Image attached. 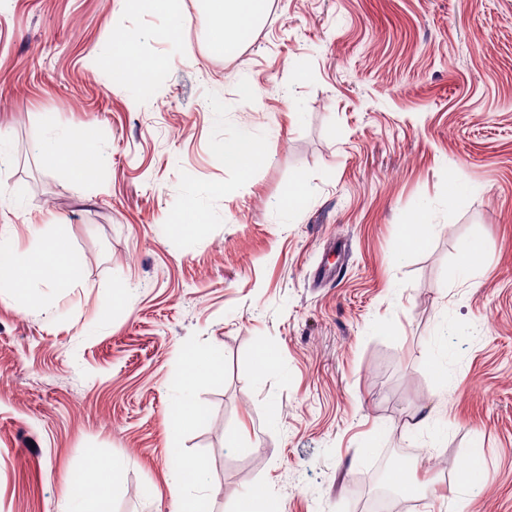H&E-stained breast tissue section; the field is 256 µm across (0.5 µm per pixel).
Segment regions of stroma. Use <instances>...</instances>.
Returning <instances> with one entry per match:
<instances>
[{"label":"stroma","instance_id":"35a3bbf8","mask_svg":"<svg viewBox=\"0 0 512 512\" xmlns=\"http://www.w3.org/2000/svg\"><path fill=\"white\" fill-rule=\"evenodd\" d=\"M178 7L172 42L129 0H0V227L23 251L57 225L81 264L72 287L34 282L40 308L0 302V512H65L94 458L112 512H173L187 343L224 353L181 439L210 512L255 491L271 512H357L395 444L425 487L397 512H512V0H271L231 58L199 0ZM117 34L169 58L152 90L113 85ZM245 129L266 156L243 179L214 145ZM55 134L98 152L94 180L44 169ZM192 204L207 221L184 239ZM419 213L428 244L397 254ZM476 450L483 479L457 485Z\"/></svg>","mask_w":512,"mask_h":512}]
</instances>
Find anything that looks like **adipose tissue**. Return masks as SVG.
<instances>
[{
    "label": "adipose tissue",
    "instance_id": "ef3b65f1",
    "mask_svg": "<svg viewBox=\"0 0 512 512\" xmlns=\"http://www.w3.org/2000/svg\"><path fill=\"white\" fill-rule=\"evenodd\" d=\"M269 0H205L207 42L213 53L234 57L250 38L262 19ZM102 64L112 75L113 84H149L157 73L166 69V58L139 57L134 42L116 37L102 56ZM215 150L227 168L241 177H249L265 157L263 141L251 133L218 143ZM42 165L50 171L64 170L72 176L89 180L99 168L97 153L83 149L75 138L60 135L42 149ZM48 273L55 287L68 288L74 283L78 266L66 240L57 235L36 236L25 253H18L10 236L0 230V301L26 302L36 308L38 296L30 293L34 275ZM224 372V354L216 348L183 347L180 352L177 379L184 391H192L205 378ZM179 464L170 483L175 512H209L204 496L193 494L203 470L202 461L183 455L180 446H173ZM112 467L105 460H94L71 477L69 500L73 512H112Z\"/></svg>",
    "mask_w": 512,
    "mask_h": 512
}]
</instances>
